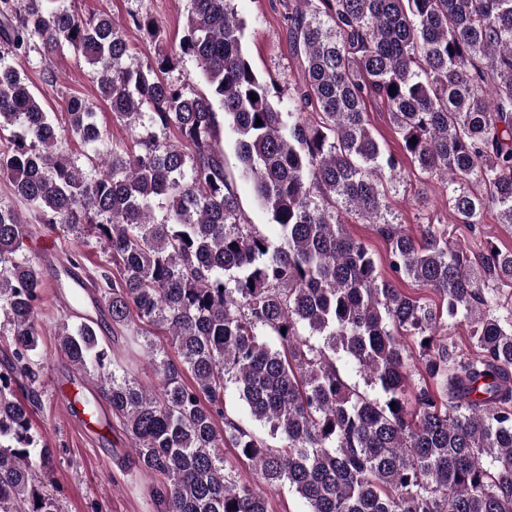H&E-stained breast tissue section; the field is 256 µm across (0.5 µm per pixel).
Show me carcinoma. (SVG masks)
<instances>
[{
    "mask_svg": "<svg viewBox=\"0 0 512 512\" xmlns=\"http://www.w3.org/2000/svg\"><path fill=\"white\" fill-rule=\"evenodd\" d=\"M22 2L0 0L9 55L48 61L71 48L131 132L130 146L112 139L79 97L65 123L53 119L0 55V176L33 221L94 236L104 250L84 278L82 251H65L57 287L75 306L94 289L103 312L60 320L59 347L99 377L129 435L128 464L163 478L159 512H269L266 490L284 488L302 512H512V308L499 300L512 250L471 258L433 224L415 238L385 217L386 182L406 158L448 183L458 223L496 210L512 224V0H302L288 33L304 80L286 98L244 54L232 0H188L179 49L136 66L107 15ZM132 23L157 40L148 15ZM187 56L208 92L162 78ZM373 96L387 104L399 156L369 127ZM218 107L241 175L280 227L277 244L240 209ZM67 137L84 166L61 153ZM341 209L384 224L390 267L436 291L441 310L380 276ZM30 233L0 199V331L13 346L0 366V512H59L42 481L53 451L31 424L43 276L25 253ZM444 316L468 322L475 353L437 339ZM142 323L163 328L173 349L148 345L150 387L99 340L121 331L135 344ZM342 360L382 398L347 383Z\"/></svg>",
    "mask_w": 512,
    "mask_h": 512,
    "instance_id": "carcinoma-1",
    "label": "carcinoma"
}]
</instances>
